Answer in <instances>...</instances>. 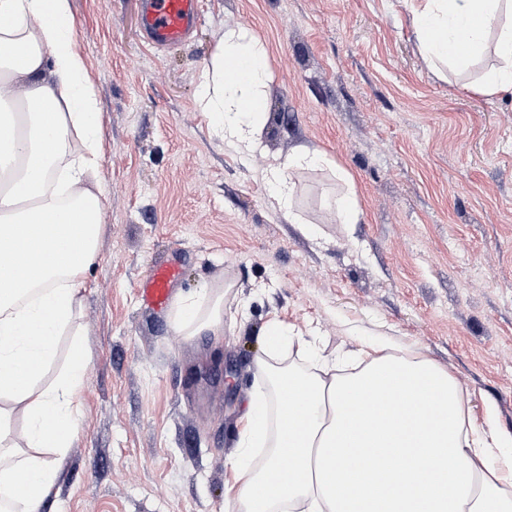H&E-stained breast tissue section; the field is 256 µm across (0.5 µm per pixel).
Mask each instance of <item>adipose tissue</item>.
Instances as JSON below:
<instances>
[{"label": "adipose tissue", "instance_id": "1", "mask_svg": "<svg viewBox=\"0 0 512 512\" xmlns=\"http://www.w3.org/2000/svg\"><path fill=\"white\" fill-rule=\"evenodd\" d=\"M412 13L434 71L492 53L499 64L481 92L512 91V0H419ZM74 30L70 0H0V512H42L81 430L89 353L74 321L102 229L103 153ZM242 61L249 70L230 75ZM268 79L265 46L225 28L200 100L213 133L238 152L263 138ZM324 162L303 147L266 171L286 222L303 221L292 172ZM227 295L221 281L178 294L173 331L222 341ZM262 336L255 368L267 390L240 408L224 512H512V457L474 424L445 368L375 343L349 354L351 373H305L280 356L292 340L286 323L268 322Z\"/></svg>", "mask_w": 512, "mask_h": 512}]
</instances>
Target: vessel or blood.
<instances>
[{"instance_id":"obj_1","label":"vessel or blood","mask_w":512,"mask_h":512,"mask_svg":"<svg viewBox=\"0 0 512 512\" xmlns=\"http://www.w3.org/2000/svg\"><path fill=\"white\" fill-rule=\"evenodd\" d=\"M201 21L200 0H142L141 32L154 46L171 48L186 41ZM179 277L176 265L157 262L149 278L140 285L144 306L153 311L164 309Z\"/></svg>"}]
</instances>
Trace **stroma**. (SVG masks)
Instances as JSON below:
<instances>
[{
	"mask_svg": "<svg viewBox=\"0 0 512 512\" xmlns=\"http://www.w3.org/2000/svg\"><path fill=\"white\" fill-rule=\"evenodd\" d=\"M71 9L102 115L103 229L75 321L82 429L43 512H222L274 317L316 329L329 362L382 340L424 355L512 453V93L475 89L494 56L436 74L408 0H203L170 50L145 44L141 0ZM228 26L269 52L267 129L247 154L198 105ZM301 144L328 163L293 172L290 224L263 174ZM350 190L361 219L342 224L332 201ZM157 260L179 267L178 293L236 284L220 345L143 309Z\"/></svg>",
	"mask_w": 512,
	"mask_h": 512,
	"instance_id": "obj_1",
	"label": "stroma"
}]
</instances>
